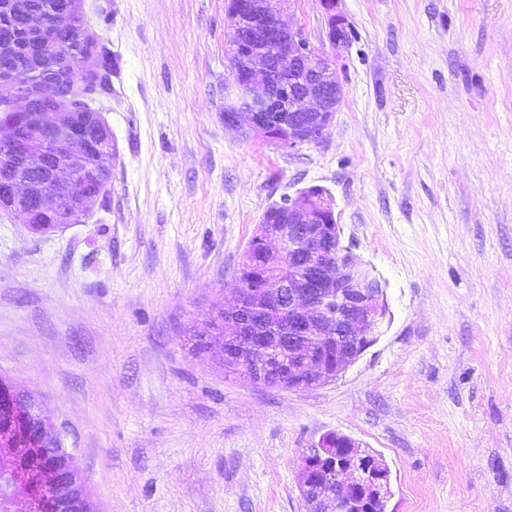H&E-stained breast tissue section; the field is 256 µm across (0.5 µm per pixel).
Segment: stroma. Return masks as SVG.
Segmentation results:
<instances>
[{"instance_id":"1","label":"stroma","mask_w":512,"mask_h":512,"mask_svg":"<svg viewBox=\"0 0 512 512\" xmlns=\"http://www.w3.org/2000/svg\"><path fill=\"white\" fill-rule=\"evenodd\" d=\"M346 95L292 151L224 123L225 0H83L119 64L112 180L81 223L0 211V376L65 432L97 512H305L302 458L381 457L390 512H512V0H342ZM281 17L320 42V0ZM318 185L385 286L327 385L225 373L197 334L264 211Z\"/></svg>"}]
</instances>
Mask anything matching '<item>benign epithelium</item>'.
<instances>
[{
    "instance_id": "7a95c632",
    "label": "benign epithelium",
    "mask_w": 512,
    "mask_h": 512,
    "mask_svg": "<svg viewBox=\"0 0 512 512\" xmlns=\"http://www.w3.org/2000/svg\"><path fill=\"white\" fill-rule=\"evenodd\" d=\"M281 0H226L230 26L227 60L229 74L224 82V124L235 126L246 115L251 132L267 141L292 149L317 142L332 122L346 90L342 52L349 44L350 27L339 9L341 0H321L327 15L325 39L328 46L317 47L280 15ZM20 39L35 40L40 56L55 52L54 44L21 22L16 23ZM86 70L85 64L63 55L56 57V68L43 83L42 93L56 95L65 87L69 73ZM30 72L27 62H19L0 73V81L12 85L20 98L31 96L29 83L17 79ZM38 123L48 124L57 135L48 140L24 137L13 128L0 135V154L18 163L34 156L55 177V186L70 183L76 166L85 161L81 142L92 141L105 151L112 149L106 127L95 125L79 138L70 130V113L42 112ZM26 183L0 182V206L21 213L30 228L35 208L25 201ZM100 194L88 193L76 200L74 213L57 216L59 225L83 218L89 204ZM333 210L320 186H311L288 197L285 222L262 226L255 243L263 253L286 260L290 267L306 269L303 277L281 279L269 289L274 303L288 312V329L281 342L288 346V376L276 369L271 357L263 355L268 336L263 326L245 314L254 289L241 288L225 300L224 341L219 351L226 360L234 358V342H246L262 356L238 367L237 376L247 384H259L287 391H304L328 384L345 372L378 339V328L386 314L381 282L348 249L339 248L341 228L325 216ZM249 253L241 268L250 281H270L268 267H257ZM301 336H321L325 346L315 358L295 350ZM17 401L35 413V436L45 441L57 432L47 427L39 406L30 398L14 393ZM329 436L304 456L298 483L306 512H373L386 506L389 473L381 458L359 449L348 439L339 471L326 470L323 484L314 485L311 470L332 455ZM33 489L30 512H91L90 502L75 493L60 504L46 496L58 486H75L80 474L73 472L56 452L43 458L40 471L25 476ZM339 484L343 494L336 496L332 486Z\"/></svg>"
}]
</instances>
